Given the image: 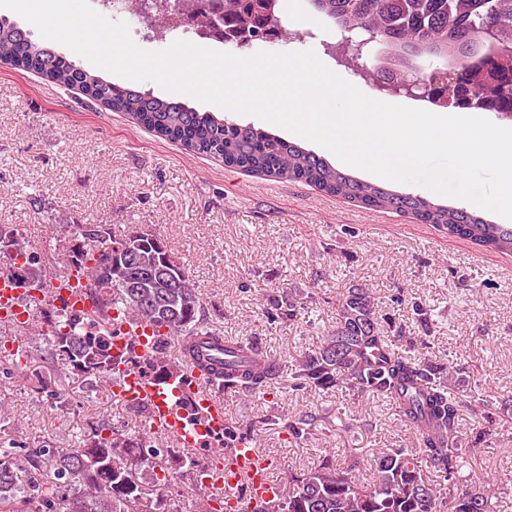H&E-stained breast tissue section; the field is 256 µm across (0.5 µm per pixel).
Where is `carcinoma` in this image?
Returning <instances> with one entry per match:
<instances>
[{
    "instance_id": "carcinoma-1",
    "label": "carcinoma",
    "mask_w": 512,
    "mask_h": 512,
    "mask_svg": "<svg viewBox=\"0 0 512 512\" xmlns=\"http://www.w3.org/2000/svg\"><path fill=\"white\" fill-rule=\"evenodd\" d=\"M320 14L340 28L342 37L324 50L360 76L387 74L382 91L412 90L435 103L448 92L450 76L458 77L462 94L457 107L478 109L512 119V0H311ZM132 18L155 26L158 18L146 0L127 3ZM227 28L247 26L237 37L288 43L291 33L278 17L262 16L255 0H224ZM387 54L372 67H358L368 47H358L367 32ZM414 56L448 60V67L420 70ZM0 62L39 74L50 85L79 90L89 101L129 115L155 136L193 154L219 159L224 166L258 177L305 183L334 197L373 211L408 214L420 224H433L448 237L467 240L495 253H512V226L496 224L464 207L435 204L417 194L402 193L362 181L295 142L251 125H238L213 112H199L181 101L163 99L130 86L115 84L84 69L46 43L35 42L15 23L0 19ZM9 240L14 258L9 272L30 291L60 277L58 254L66 272L86 281L92 306L79 317L42 300L43 321L52 325L48 350L25 354V364L53 363V391L65 389L77 373L112 383L118 361L112 337L118 319L127 316L149 326L159 338L155 350L133 354L128 362L157 377L186 366L198 345L222 340L242 345L248 362L206 369L220 392H266L281 377L280 363L242 337L219 336L212 329L199 290L174 249L150 227L140 226L117 237L106 224H72L61 248L46 266L31 251L22 232L0 225V242ZM413 318L425 335L432 332L430 310L411 304ZM270 318L297 317V299L283 292L271 299ZM460 369L448 359L433 358L417 348L392 318L376 314L374 299L364 288H349L336 300V329L318 349L303 354L294 372L304 390L347 388L371 396L398 412L414 434L416 447L377 455L362 481L355 466L325 463L288 478V490L248 512H490L497 482L459 485L462 448L457 421L462 401L448 388L461 382ZM487 417L512 406L474 394ZM156 439L142 434L133 440L109 425L62 453L56 448L29 452L9 439L0 441V512H139L146 488L133 475L129 449L153 448ZM427 466L445 482L437 492L424 474Z\"/></svg>"
}]
</instances>
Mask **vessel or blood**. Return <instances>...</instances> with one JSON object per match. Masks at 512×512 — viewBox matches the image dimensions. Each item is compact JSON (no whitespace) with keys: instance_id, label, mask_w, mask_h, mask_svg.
Wrapping results in <instances>:
<instances>
[{"instance_id":"vessel-or-blood-1","label":"vessel or blood","mask_w":512,"mask_h":512,"mask_svg":"<svg viewBox=\"0 0 512 512\" xmlns=\"http://www.w3.org/2000/svg\"><path fill=\"white\" fill-rule=\"evenodd\" d=\"M50 286L57 305L75 313L89 308L90 302L83 292L84 281L74 278L65 285L54 280ZM23 294V289L15 287L9 275L0 276V311L7 321L24 323L31 319V309L24 305ZM155 343L151 328L125 321L112 339V354L122 360L129 348L144 353L152 350ZM112 395L124 401L147 403L149 430L189 447L216 443L222 439L228 422L223 398L194 374L155 379L140 369L122 365ZM186 398L190 399L191 408H184L182 401ZM274 470V462L257 457L250 440L246 439L223 449L217 464L198 471L196 480L205 487L221 489L229 506L237 512L243 501L240 484H248V499L254 504L272 501L280 495L282 486L274 478Z\"/></svg>"}]
</instances>
